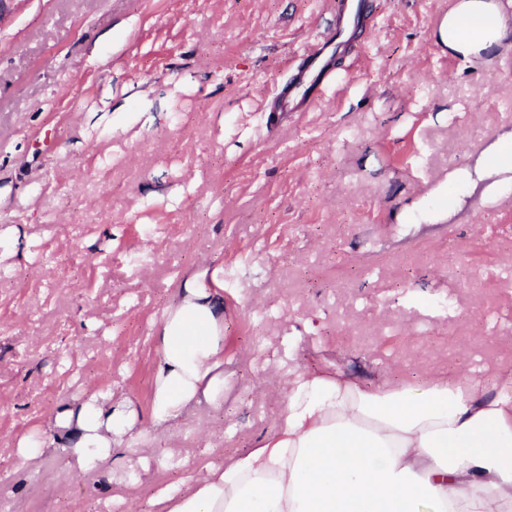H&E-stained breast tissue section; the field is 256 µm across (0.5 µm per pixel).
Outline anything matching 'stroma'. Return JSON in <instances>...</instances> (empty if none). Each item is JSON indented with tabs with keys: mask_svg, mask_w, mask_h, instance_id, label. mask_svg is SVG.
I'll use <instances>...</instances> for the list:
<instances>
[{
	"mask_svg": "<svg viewBox=\"0 0 512 512\" xmlns=\"http://www.w3.org/2000/svg\"><path fill=\"white\" fill-rule=\"evenodd\" d=\"M454 2L366 0L334 82L271 128L337 0H0V512H149L276 433L294 364L414 385L512 370V191L434 205L512 131V53L470 65L431 37ZM203 258L224 284L220 402L116 450L108 490L60 449L20 463L19 438L97 391L148 422L151 336Z\"/></svg>",
	"mask_w": 512,
	"mask_h": 512,
	"instance_id": "1",
	"label": "stroma"
}]
</instances>
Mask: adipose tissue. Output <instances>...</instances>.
Returning <instances> with one entry per match:
<instances>
[{
    "mask_svg": "<svg viewBox=\"0 0 512 512\" xmlns=\"http://www.w3.org/2000/svg\"><path fill=\"white\" fill-rule=\"evenodd\" d=\"M432 37L474 64L512 50V11L503 0H456ZM506 170L512 132L454 179L474 184ZM207 277L203 267L183 281L153 336L158 433L224 392V297ZM284 391L277 433L203 467L187 490L160 489L163 512H512V371L488 388L449 378L374 384L310 369L294 372ZM46 428L50 440H18V458L42 456L54 441L81 475L141 433L129 399L112 389L61 406Z\"/></svg>",
    "mask_w": 512,
    "mask_h": 512,
    "instance_id": "adipose-tissue-1",
    "label": "adipose tissue"
}]
</instances>
